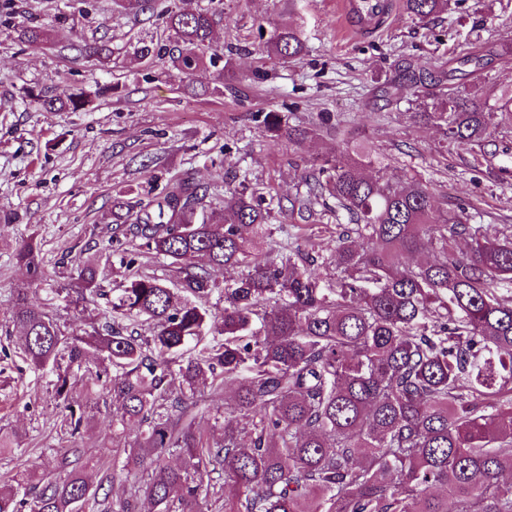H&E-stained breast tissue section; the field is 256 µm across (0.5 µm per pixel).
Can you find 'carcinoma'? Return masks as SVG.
I'll use <instances>...</instances> for the list:
<instances>
[{
    "label": "carcinoma",
    "mask_w": 512,
    "mask_h": 512,
    "mask_svg": "<svg viewBox=\"0 0 512 512\" xmlns=\"http://www.w3.org/2000/svg\"><path fill=\"white\" fill-rule=\"evenodd\" d=\"M450 0H403L420 22ZM183 45L174 65L204 64L218 22L209 9L166 10ZM305 50L300 29L285 24L266 42L272 58ZM447 73L407 60L392 87L420 100L409 116L431 123L445 147L477 145L512 122V89L493 103L461 84L446 94ZM440 100L425 102V90ZM84 92L59 101L83 112ZM271 133L299 144L317 129L292 126L281 113L256 115ZM388 169L369 147L312 169L306 193L291 208L336 201L349 227L325 261L340 272L322 288L315 245L288 249L273 240L272 202L239 183L224 188V218L202 213L211 187L186 180L124 221L138 247L170 260L179 287L132 278L112 298V313L140 317L153 334L138 336L115 321L67 336L40 308L18 297L11 322L17 345L35 366L65 365L55 396L71 437L81 433L85 405L69 370L94 355L105 365L96 382L110 397L113 423L137 434L119 472L95 485L97 461L75 444L57 452L58 478L33 470L0 484V512H512V229L471 224L465 208H446L433 185L366 169ZM470 240L465 250L456 238ZM37 279L33 249L18 251ZM206 260V266L198 261ZM224 280L221 339L191 351L204 336L203 301ZM78 278L93 287L95 271ZM84 290L77 291L85 298ZM114 375H109V370ZM224 388L221 437L199 426L201 393ZM176 455L179 463H170ZM140 476L112 497L122 474Z\"/></svg>",
    "instance_id": "carcinoma-1"
}]
</instances>
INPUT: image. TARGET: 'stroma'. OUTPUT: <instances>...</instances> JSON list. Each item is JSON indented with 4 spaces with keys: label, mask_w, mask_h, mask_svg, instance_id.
Returning <instances> with one entry per match:
<instances>
[{
    "label": "stroma",
    "mask_w": 512,
    "mask_h": 512,
    "mask_svg": "<svg viewBox=\"0 0 512 512\" xmlns=\"http://www.w3.org/2000/svg\"><path fill=\"white\" fill-rule=\"evenodd\" d=\"M337 0H220L223 16L214 44L236 74L225 87L216 68L185 74L171 65L175 38L160 14L133 15L113 0H0V326L19 290L43 308L65 335L104 317L112 291L146 274L177 287L168 260L142 253L113 234L116 202L163 195L188 179L213 185L247 179L250 188L288 199L302 191L314 161L334 158L343 139L365 142L389 158L390 177L414 174L437 184L449 204L468 203L474 223L512 225V129L496 128L478 146L444 149L433 125L409 118L408 100L386 104L382 85L394 63L409 57L432 71L449 70L467 55H483V69L458 75L488 98L512 87V0H458L454 12L420 23L392 9L383 30L364 37L347 30ZM303 24L307 43L295 60L262 51L266 35ZM49 30L34 47L21 29ZM152 57L136 56L139 42ZM64 98L90 93L85 112H59L24 97L26 88ZM277 110L289 124L332 126L296 145L266 132L254 113ZM334 210L316 204L304 218L274 210V240L300 247L336 239ZM31 245L43 276L31 282L15 253ZM97 271L100 295L78 302L76 267ZM57 369L35 367L0 329V429L16 451L0 455V479L33 468L50 471L58 450L70 447L54 397ZM87 401L81 444L112 469V448L133 439L113 425L109 399Z\"/></svg>",
    "instance_id": "1"
}]
</instances>
